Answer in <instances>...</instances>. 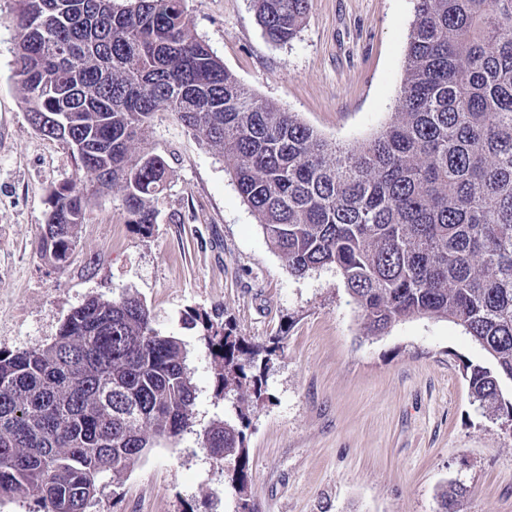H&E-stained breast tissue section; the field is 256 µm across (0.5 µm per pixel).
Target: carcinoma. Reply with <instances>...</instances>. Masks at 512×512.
<instances>
[{
  "mask_svg": "<svg viewBox=\"0 0 512 512\" xmlns=\"http://www.w3.org/2000/svg\"><path fill=\"white\" fill-rule=\"evenodd\" d=\"M14 79L30 113L63 114L75 179L49 198L43 248L63 264L84 222L86 186L118 192L126 222L156 223L169 178L146 146L154 112L173 113L214 155L288 271L334 269L364 332L428 317L461 326L492 358L470 365L471 394L512 426L500 381L512 374V0H416L391 122L343 147L257 97L192 30L184 0H15ZM311 0H254L266 37L287 43ZM216 395L234 414L203 431L233 465L235 512L249 494V396L273 351L211 317ZM197 389L185 344L153 326L133 295L91 298L44 348L0 350V497L42 512H89L161 439L193 426ZM466 489L442 496L460 512Z\"/></svg>",
  "mask_w": 512,
  "mask_h": 512,
  "instance_id": "obj_1",
  "label": "carcinoma"
}]
</instances>
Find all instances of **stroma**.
<instances>
[{"label":"stroma","instance_id":"stroma-1","mask_svg":"<svg viewBox=\"0 0 512 512\" xmlns=\"http://www.w3.org/2000/svg\"><path fill=\"white\" fill-rule=\"evenodd\" d=\"M196 34L258 97L331 142L356 145L391 120L414 0H312L286 44L269 42L251 0H185ZM14 0H0V348H41L87 299L138 296L162 334L180 338L198 392L194 426L160 441L100 512H234L227 472L201 446L235 393L216 396L215 362L187 321L219 314L247 342L276 345L246 431L259 512H512V428L464 377L491 366L452 321L410 318L365 335L335 270L297 277L268 245L223 160L171 112L147 144L171 175L151 230L127 223L120 195L91 197L63 266L45 257L48 198L70 180L65 145L38 134L14 83Z\"/></svg>","mask_w":512,"mask_h":512}]
</instances>
